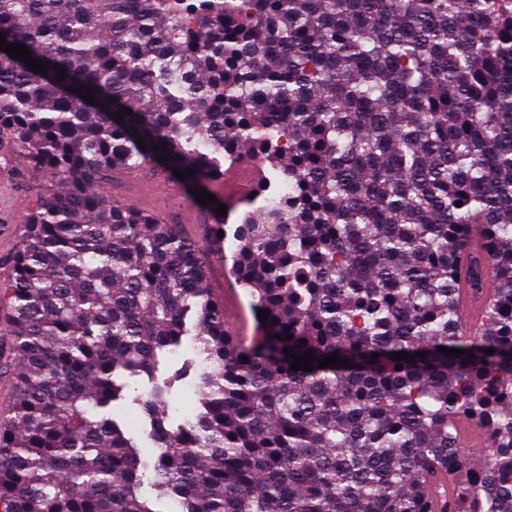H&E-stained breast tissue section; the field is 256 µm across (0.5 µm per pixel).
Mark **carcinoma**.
<instances>
[{
  "mask_svg": "<svg viewBox=\"0 0 512 512\" xmlns=\"http://www.w3.org/2000/svg\"><path fill=\"white\" fill-rule=\"evenodd\" d=\"M0 32L49 64L0 58V167L60 183L0 279V512H157L112 415L141 375L152 485L178 512H431L444 471L449 512H512V0H0ZM161 141L199 191L244 153L287 186L260 180L234 231L235 278L269 311L248 345L196 243L92 190ZM466 257L491 285L473 335ZM186 336L197 399L174 427L157 372ZM335 351L352 367L318 368ZM460 301H459V321L460 326L466 332H474L479 329L481 324V303L489 298V288H485L484 295L479 298L470 288L467 279V265L462 264L459 269Z\"/></svg>",
  "mask_w": 512,
  "mask_h": 512,
  "instance_id": "carcinoma-1",
  "label": "carcinoma"
}]
</instances>
